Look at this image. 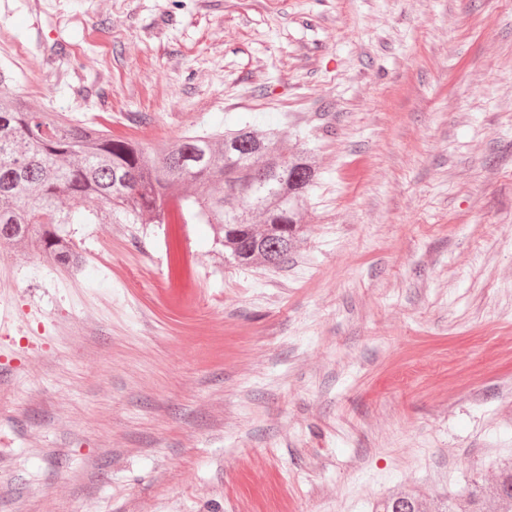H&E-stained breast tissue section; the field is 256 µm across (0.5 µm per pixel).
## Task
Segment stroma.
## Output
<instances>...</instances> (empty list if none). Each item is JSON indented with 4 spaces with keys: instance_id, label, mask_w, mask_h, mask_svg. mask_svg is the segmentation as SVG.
Masks as SVG:
<instances>
[{
    "instance_id": "obj_1",
    "label": "stroma",
    "mask_w": 512,
    "mask_h": 512,
    "mask_svg": "<svg viewBox=\"0 0 512 512\" xmlns=\"http://www.w3.org/2000/svg\"><path fill=\"white\" fill-rule=\"evenodd\" d=\"M37 105L243 121L319 180L286 264L207 224L0 247V512H375L512 461V0H0ZM66 486L65 498L53 497Z\"/></svg>"
}]
</instances>
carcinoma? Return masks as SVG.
I'll return each instance as SVG.
<instances>
[{
    "mask_svg": "<svg viewBox=\"0 0 512 512\" xmlns=\"http://www.w3.org/2000/svg\"><path fill=\"white\" fill-rule=\"evenodd\" d=\"M0 67V245L31 243L52 263H82L66 224H211L224 259L288 262L301 211L318 173L310 152L282 147L274 129L249 123L188 132L147 146L102 125L14 98ZM497 500L512 507V465L500 470ZM473 485L441 512H484ZM383 512H425L417 496L388 499Z\"/></svg>",
    "mask_w": 512,
    "mask_h": 512,
    "instance_id": "1",
    "label": "carcinoma"
}]
</instances>
